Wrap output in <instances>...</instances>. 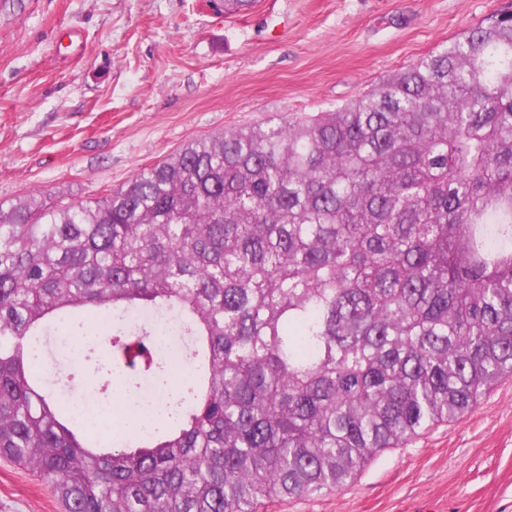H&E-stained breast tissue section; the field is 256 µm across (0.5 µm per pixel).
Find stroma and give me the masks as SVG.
Instances as JSON below:
<instances>
[{"label": "stroma", "instance_id": "35a3bbf8", "mask_svg": "<svg viewBox=\"0 0 512 512\" xmlns=\"http://www.w3.org/2000/svg\"><path fill=\"white\" fill-rule=\"evenodd\" d=\"M512 0H0V207L86 202L188 142L329 112ZM0 512H61L0 460ZM272 512H512V378L385 451L340 491Z\"/></svg>", "mask_w": 512, "mask_h": 512}]
</instances>
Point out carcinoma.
Returning a JSON list of instances; mask_svg holds the SVG:
<instances>
[{"instance_id":"carcinoma-1","label":"carcinoma","mask_w":512,"mask_h":512,"mask_svg":"<svg viewBox=\"0 0 512 512\" xmlns=\"http://www.w3.org/2000/svg\"><path fill=\"white\" fill-rule=\"evenodd\" d=\"M150 311L189 340L179 377ZM95 312L118 444L31 351ZM512 377V13L331 112L193 140L85 203L0 209V458L62 512H262L337 491ZM122 390V389H121ZM123 404L131 406L137 402L139 409L130 410L132 414L128 412L122 416L123 422L131 421L134 416L147 417L155 414L156 412L162 411L167 405V398L163 391L155 386L151 380H144L139 385V400L135 396L136 391H130L125 393L123 391Z\"/></svg>"}]
</instances>
